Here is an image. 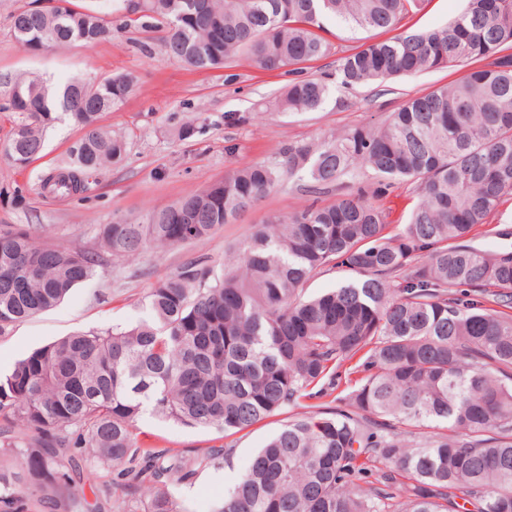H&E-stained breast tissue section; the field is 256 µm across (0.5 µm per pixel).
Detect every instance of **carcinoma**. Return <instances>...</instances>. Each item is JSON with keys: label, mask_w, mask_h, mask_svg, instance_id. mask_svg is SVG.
I'll return each instance as SVG.
<instances>
[{"label": "carcinoma", "mask_w": 512, "mask_h": 512, "mask_svg": "<svg viewBox=\"0 0 512 512\" xmlns=\"http://www.w3.org/2000/svg\"><path fill=\"white\" fill-rule=\"evenodd\" d=\"M424 0H84L21 7L9 30L36 53L112 39V14L168 56L218 69L244 55L297 78L280 112H314L330 95L303 64L332 44L325 24L389 31ZM467 67L378 124L319 143H286L205 189L96 230L97 247L0 230V335L59 304L114 260L191 243L291 182L319 193L367 169L374 182L331 205L273 216L224 254L157 280L145 317L77 331L0 376V512H39L56 496L84 512L124 493L115 512H188L181 486L228 462L230 449L146 446L148 410L189 428L238 432L290 412L210 512H512V250L467 244L512 195V0H466L444 27L405 31L338 59L336 86ZM125 72L53 84L0 77L14 114L5 142L29 163L66 118L81 131L68 160L38 177L78 195L122 162L125 137L101 124L132 93ZM414 185L407 223L390 230L379 201ZM339 268L336 287L306 294ZM358 385L336 398L346 373ZM339 402L340 407L332 406ZM424 430L409 444L405 435Z\"/></svg>", "instance_id": "1"}]
</instances>
